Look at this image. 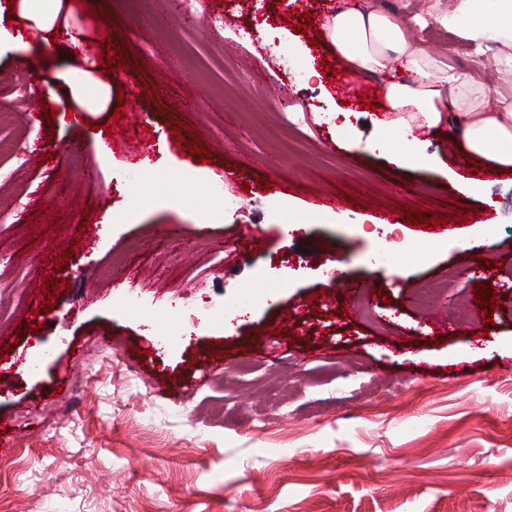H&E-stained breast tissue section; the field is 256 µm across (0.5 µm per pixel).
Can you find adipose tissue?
<instances>
[{"label": "adipose tissue", "mask_w": 512, "mask_h": 512, "mask_svg": "<svg viewBox=\"0 0 512 512\" xmlns=\"http://www.w3.org/2000/svg\"><path fill=\"white\" fill-rule=\"evenodd\" d=\"M62 6L63 0H19L20 12L31 23L28 35L13 38L19 49H28L33 38L47 45L45 33ZM432 21L474 45L471 66L446 62L433 48L409 38V26ZM320 26L351 75L382 74L395 65L407 72V79L386 85L387 106L406 126L448 128L464 156L512 169V94L490 90L476 76L485 65L486 43L512 44V0H454L449 10L433 0L408 20L369 0H344L321 18Z\"/></svg>", "instance_id": "adipose-tissue-1"}]
</instances>
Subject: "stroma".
Here are the masks:
<instances>
[{
    "label": "stroma",
    "instance_id": "obj_1",
    "mask_svg": "<svg viewBox=\"0 0 512 512\" xmlns=\"http://www.w3.org/2000/svg\"><path fill=\"white\" fill-rule=\"evenodd\" d=\"M327 5L204 0L186 15L179 0H68L53 55L0 48V512H512V172L469 173L443 133L395 125L387 75L364 78L376 109L347 97L324 72L330 46L296 26ZM212 12L241 34L212 29ZM412 34L471 60L439 25ZM112 45L137 69L103 73ZM60 69L91 70L107 107L74 106ZM176 121L198 152L179 153ZM384 133L391 151L368 150ZM409 136L430 166L394 159ZM232 165L243 180H226ZM146 174L159 191L143 205ZM456 202L465 224L400 225L402 207L446 216ZM291 218L302 226L287 235ZM454 237L485 238L497 268ZM382 238L413 261L373 270ZM332 254L357 306L317 271ZM427 280L443 288L431 309L413 301ZM485 281L502 306L491 328L475 302ZM250 286L279 299L230 326L198 307L185 340L147 352L175 298ZM131 287L135 312L113 301ZM461 302L466 332L447 337L433 312Z\"/></svg>",
    "mask_w": 512,
    "mask_h": 512
}]
</instances>
